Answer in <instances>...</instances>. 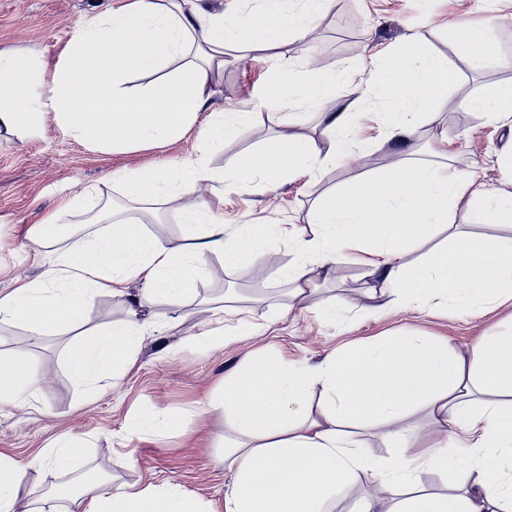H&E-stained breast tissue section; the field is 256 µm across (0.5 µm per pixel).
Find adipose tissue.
Instances as JSON below:
<instances>
[{
  "label": "adipose tissue",
  "instance_id": "ef3b65f1",
  "mask_svg": "<svg viewBox=\"0 0 512 512\" xmlns=\"http://www.w3.org/2000/svg\"><path fill=\"white\" fill-rule=\"evenodd\" d=\"M249 2L247 10L226 16L211 12L206 0H131L82 18L50 71L31 53L0 52V126L6 130L36 136L50 117L64 135L112 153L158 149L197 135L195 160L113 172L137 217L105 211L103 228L62 249L44 224L28 230L50 260L38 280L0 296L1 326H22L38 339L82 324L94 295L107 293L127 306L126 319L69 348L68 369L79 383L111 381L128 370L143 336L158 328L142 318L143 308L184 304L210 257L235 266L267 245L269 225L241 232L224 226L208 202L193 200L198 182L268 188L295 169H320L354 155L357 113L326 112L322 121L338 153L324 155L312 139L280 134L223 171L209 168V146L236 137L250 119L246 111L212 109L211 74L223 68L226 47H279L289 35L305 34L329 6V0ZM454 44L476 65L502 59L489 28L460 23ZM279 68L292 81L271 85L261 108L278 109L293 94L317 108L335 91L333 72L312 76L290 59ZM150 72L153 82L133 85V77ZM455 80L447 59L412 34L352 92L361 101L380 93L382 128L388 139L404 143L436 120L434 106ZM187 196L192 202L181 221L189 245L173 251L146 222L172 198ZM463 202L475 207L479 223L512 220V207H500L481 184L447 168L406 164L339 184L315 200L312 236L280 226L281 240L296 257L283 276L302 296L313 285L314 268L331 270L358 251L370 256L371 273L391 307L451 301L478 311L512 299V238L459 230L452 214ZM441 232L445 244L431 246ZM38 385L23 358H0L1 406L26 401ZM316 389L322 402L313 415L304 404ZM222 406V461L231 475L224 512H328V501L348 493L362 475L384 480L388 495L356 500L351 512H512V480L502 477L505 452L512 449V331L489 336L466 354L396 332L343 347L315 369L264 355L225 377ZM422 407L438 436L416 451L407 420ZM381 423L384 445L392 450L384 460L360 437ZM423 470L454 474L457 484L441 493L415 488ZM49 494L66 500L64 512H207L179 485L117 487L92 470Z\"/></svg>",
  "mask_w": 512,
  "mask_h": 512
}]
</instances>
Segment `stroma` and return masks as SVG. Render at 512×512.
<instances>
[{
  "mask_svg": "<svg viewBox=\"0 0 512 512\" xmlns=\"http://www.w3.org/2000/svg\"><path fill=\"white\" fill-rule=\"evenodd\" d=\"M120 0H0V50H28L46 67H54L79 20L118 7ZM462 21L481 28L495 24L502 57L512 59V0H332L311 25L317 55L299 47L296 39L275 50L228 47L224 70L215 76L213 109L238 112L252 109L250 122L233 139L213 147L211 169L232 166L247 151L280 132L312 138L321 152L330 142L319 115L303 114L290 100L284 121L259 108L258 100L277 76L279 57L347 72L348 83L337 86L325 104L330 112L354 105L361 115L357 140L359 156L370 166L337 160L320 170H300L268 190H223L216 182L203 185L206 201L225 224H284L310 232L308 214L315 199L337 183L361 178L368 171L388 170L405 162L447 163L475 177L493 194L512 192V122L472 111L467 102L484 84L512 81V68L495 62L481 66L458 55L452 29ZM421 32L432 49L458 72L457 83L437 103L438 120L423 124L412 140L399 146L386 141L377 114L378 100L355 103L352 84L363 81L354 72L358 58L382 63L389 52L413 32ZM194 137L163 149L105 153L89 149L47 122L42 134L29 139L0 131V296L38 278L46 257L27 238L28 228L58 210L75 192L89 188L88 211L102 202L117 201L121 189L112 171L149 167L165 159L195 158ZM293 256L279 235L256 256L234 267L211 257L183 306L157 305L146 316L164 322L163 330L147 335L135 364L117 386L86 392L64 362L78 332L35 340L18 325L0 327V355L24 358L40 377L36 393L22 406H0V453L12 457L28 490L16 506L27 512L30 493L70 482L72 475L93 470L126 486L175 483L224 512V493L230 476L220 461L224 444V378L254 357L271 354L304 368L319 366L336 347L374 341L387 332H411L468 352L483 336L512 328V306L485 314H466L454 307L439 310L402 307L384 316L376 307L383 298L369 274L368 258L355 252L338 266L337 276L314 271L316 289L292 297L283 273ZM335 306V322L317 316L318 307ZM224 309V327L241 320L260 325L256 335L227 339L224 345L200 348L193 339L215 326L214 307ZM181 415L182 427L162 435H141L137 422L144 413ZM84 440L85 454L73 474L61 475L35 466L43 448L60 436Z\"/></svg>",
  "mask_w": 512,
  "mask_h": 512,
  "instance_id": "stroma-1",
  "label": "stroma"
}]
</instances>
